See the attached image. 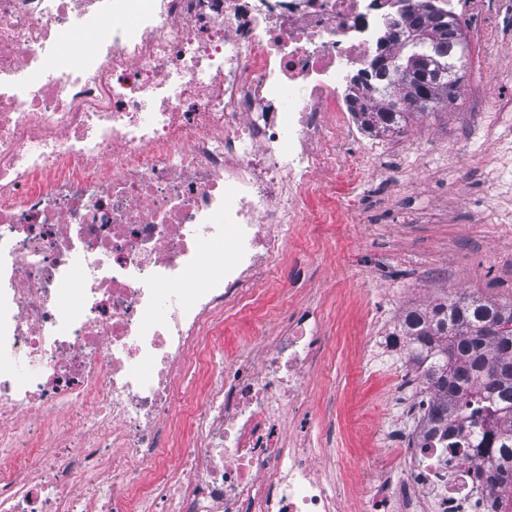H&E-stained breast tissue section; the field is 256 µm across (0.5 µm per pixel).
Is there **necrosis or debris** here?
I'll use <instances>...</instances> for the list:
<instances>
[{
	"label": "necrosis or debris",
	"instance_id": "obj_1",
	"mask_svg": "<svg viewBox=\"0 0 512 512\" xmlns=\"http://www.w3.org/2000/svg\"><path fill=\"white\" fill-rule=\"evenodd\" d=\"M422 5L0 0V512H502L478 436L426 438L428 394L355 493L328 435L283 436L317 308L261 360L211 355L291 281L281 231L313 223L309 187L335 198L347 94Z\"/></svg>",
	"mask_w": 512,
	"mask_h": 512
}]
</instances>
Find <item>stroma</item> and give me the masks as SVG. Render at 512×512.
Masks as SVG:
<instances>
[{
  "label": "stroma",
  "instance_id": "35a3bbf8",
  "mask_svg": "<svg viewBox=\"0 0 512 512\" xmlns=\"http://www.w3.org/2000/svg\"><path fill=\"white\" fill-rule=\"evenodd\" d=\"M460 19L467 50L456 100L377 134L390 179L360 170L338 183L333 202L309 195L308 207L331 225L290 232L288 260L304 273L297 292L258 285L253 308L231 323L232 344L257 354V320L271 334L288 304L318 305L327 351L287 430L328 427L333 448L361 463L385 446L384 408L416 394L399 367L362 370L357 342L371 313L385 311L393 325L451 290L512 302V227L498 216L512 210V17L469 9ZM414 139L420 151H402Z\"/></svg>",
  "mask_w": 512,
  "mask_h": 512
}]
</instances>
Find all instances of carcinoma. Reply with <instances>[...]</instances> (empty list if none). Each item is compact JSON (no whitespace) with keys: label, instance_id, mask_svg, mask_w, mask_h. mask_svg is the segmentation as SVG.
<instances>
[{"label":"carcinoma","instance_id":"obj_1","mask_svg":"<svg viewBox=\"0 0 512 512\" xmlns=\"http://www.w3.org/2000/svg\"><path fill=\"white\" fill-rule=\"evenodd\" d=\"M391 41L397 50L377 54L358 77L377 100L359 111L370 131L392 129L457 92L464 45L447 12L407 17ZM404 329L412 343L426 346L417 358L436 398L432 432L448 439L464 418L485 430L479 477L497 488L504 512H512V304L456 291L408 311Z\"/></svg>","mask_w":512,"mask_h":512}]
</instances>
